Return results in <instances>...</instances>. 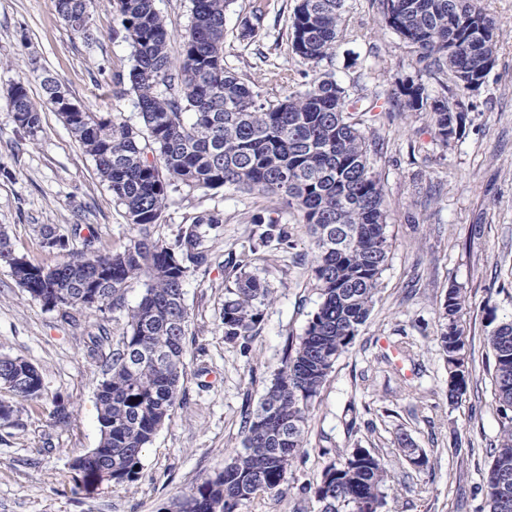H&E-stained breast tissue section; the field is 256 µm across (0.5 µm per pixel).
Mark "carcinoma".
Here are the masks:
<instances>
[{
  "instance_id": "1",
  "label": "carcinoma",
  "mask_w": 512,
  "mask_h": 512,
  "mask_svg": "<svg viewBox=\"0 0 512 512\" xmlns=\"http://www.w3.org/2000/svg\"><path fill=\"white\" fill-rule=\"evenodd\" d=\"M345 0H298L288 20V42L304 62L319 64L333 51ZM89 0H57L65 21L89 18ZM116 11L134 49L130 89L137 97L144 129L117 124L109 115L60 108L59 80L42 81L47 100L78 138L84 151L124 209L136 235L121 250L100 246L95 231L82 249L45 267L26 261L7 232L0 230V266L16 284L61 318L76 323L87 313L125 307V291L144 280L145 294L128 310L118 347L97 385L100 441L76 459L72 469L88 478L111 474V483H130L144 448L171 418L183 376L189 313L184 283L212 263L210 235L219 234L223 214L204 212L180 228L174 243L155 236L169 190L229 188L257 193L297 213L308 226L314 249L311 278L320 303L304 333L286 353L255 412L245 416L244 449L224 469L173 503L174 512H238L259 492L280 493L288 468L302 447L309 411L339 357L366 322L391 252L383 188L371 157L378 144L362 129L367 95L328 78L282 100L263 98L260 89L224 68V13L228 0H192V21L181 39V58L168 51L169 33L155 0H115ZM384 26L413 49L416 64L434 76L451 75L459 90H475L495 61L498 28L480 0H377ZM404 112H423L434 138L447 145L466 126L467 109L431 96L423 83L400 86ZM15 122L30 136L42 117L19 81L10 93ZM252 244L229 254L224 267L234 274L224 299V338L234 342L260 324L272 288L257 272L259 249L294 246L288 223L272 212L251 215ZM42 244L67 250L56 227L40 228ZM460 289H448L441 304L437 340L447 357L448 401L468 391L469 359L459 313ZM492 351L495 401L504 422L490 449L485 478L488 512H512V320L487 337ZM43 395L37 368L19 357L0 356V420L17 408L13 399L36 402ZM402 452L416 466L408 436ZM387 470L366 448H356L324 470L314 489L321 512H381Z\"/></svg>"
}]
</instances>
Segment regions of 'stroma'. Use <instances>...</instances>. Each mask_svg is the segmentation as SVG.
I'll list each match as a JSON object with an SVG mask.
<instances>
[{"mask_svg": "<svg viewBox=\"0 0 512 512\" xmlns=\"http://www.w3.org/2000/svg\"><path fill=\"white\" fill-rule=\"evenodd\" d=\"M296 0H231L225 11L224 66L276 100L305 90L319 76L358 83L389 99L398 82L413 79L441 94L436 78L378 22L372 0H346L343 31L318 67L294 56L284 39ZM499 27L496 63L476 91L460 93L468 107L462 137L435 144L425 114L393 110L367 118L365 132L380 141L374 158L381 178L392 248L367 322L337 360L313 403L303 446L282 492L240 506L239 512H320L313 489L325 468L361 447L387 464V512H483L480 487L488 453L501 432L485 358L494 324L512 318V0H482ZM90 33L74 32L55 0H0V227L18 254L35 264L59 263L61 251L43 246L50 224L81 248L96 232L104 249L134 236L122 209L87 155L45 101L41 81L59 78L71 97L115 122L139 124L125 79L132 48L113 0H91ZM24 82L40 109L42 130L29 137L15 120L10 90ZM270 202L217 188L169 193L159 234L173 242L180 227L203 211L224 215L211 241L213 262L184 287L190 317L178 405L145 448L129 484L84 486L71 463L96 448L100 431L96 391L102 365L116 348L127 310L144 293L131 281L124 309L60 319L0 267V355L34 364L44 384L39 402H23L0 420V512H170L183 493L223 469L244 443L242 417L254 411L319 301L311 280L310 236L294 224L293 248L274 253L265 278L274 300L255 332L224 340L221 312L229 253L250 243V217ZM465 298L461 324L472 359L466 396L448 400V364L437 340L439 307L449 288ZM102 337L92 347L91 337ZM68 423H55V401ZM408 435L426 456L410 464L398 445Z\"/></svg>", "mask_w": 512, "mask_h": 512, "instance_id": "obj_1", "label": "stroma"}]
</instances>
